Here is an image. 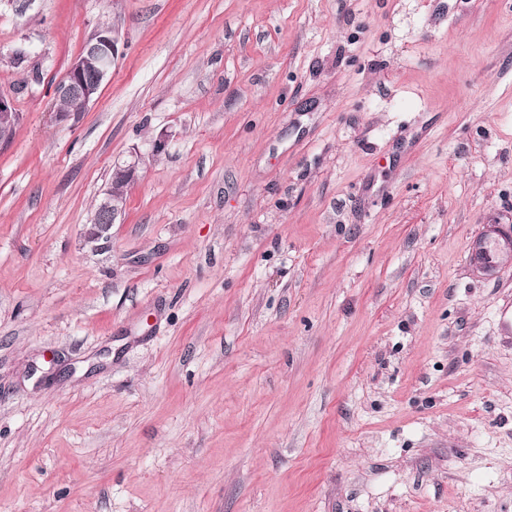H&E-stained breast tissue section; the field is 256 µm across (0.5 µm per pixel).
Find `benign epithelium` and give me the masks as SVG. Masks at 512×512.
Returning a JSON list of instances; mask_svg holds the SVG:
<instances>
[{
	"label": "benign epithelium",
	"instance_id": "obj_1",
	"mask_svg": "<svg viewBox=\"0 0 512 512\" xmlns=\"http://www.w3.org/2000/svg\"><path fill=\"white\" fill-rule=\"evenodd\" d=\"M119 54V33L116 27L107 22L98 23L55 88L56 100L77 99L82 107L70 110L55 106L52 112L58 121L76 122L89 105L98 101ZM19 121L20 115L11 99L0 94V145L12 141ZM139 166L140 156L136 152L112 163L113 178L109 179L108 187L95 209L92 223L86 230L89 241L99 242L110 238L112 225L122 216V207L115 203L116 194L119 193L115 178H120L123 189L128 190L137 180Z\"/></svg>",
	"mask_w": 512,
	"mask_h": 512
}]
</instances>
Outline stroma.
Masks as SVG:
<instances>
[{"label":"stroma","instance_id":"stroma-1","mask_svg":"<svg viewBox=\"0 0 512 512\" xmlns=\"http://www.w3.org/2000/svg\"><path fill=\"white\" fill-rule=\"evenodd\" d=\"M0 93V512H512V4L0 0ZM120 54L119 33L108 22H100L86 40L82 51L72 60L63 78L55 88V99H78L79 109H65L57 105L54 112L59 122L78 121L89 105L98 101L108 80L112 65ZM20 115L10 98L0 94V145L9 144L14 136ZM140 156L132 152L124 159H117L112 163L113 179H109L108 187L100 199L92 219L86 230L87 239L90 242H99L110 238L112 224H116L122 216V207L118 206L114 199L119 190L115 185V178L122 180L123 190H129L138 177Z\"/></svg>","mask_w":512,"mask_h":512}]
</instances>
